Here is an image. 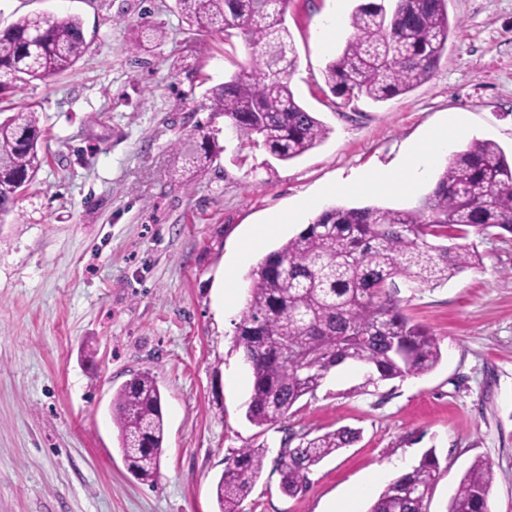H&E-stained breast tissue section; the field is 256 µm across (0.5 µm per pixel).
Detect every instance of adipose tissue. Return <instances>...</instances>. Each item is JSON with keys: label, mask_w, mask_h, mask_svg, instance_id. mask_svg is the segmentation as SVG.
<instances>
[{"label": "adipose tissue", "mask_w": 512, "mask_h": 512, "mask_svg": "<svg viewBox=\"0 0 512 512\" xmlns=\"http://www.w3.org/2000/svg\"><path fill=\"white\" fill-rule=\"evenodd\" d=\"M465 131L462 121L453 119L445 126L433 130L424 143L415 146L399 168L363 177L359 182L360 187L371 190H412L426 179L438 156L448 152L454 141Z\"/></svg>", "instance_id": "ef3b65f1"}]
</instances>
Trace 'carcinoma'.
Returning <instances> with one entry per match:
<instances>
[{"label": "carcinoma", "mask_w": 512, "mask_h": 512, "mask_svg": "<svg viewBox=\"0 0 512 512\" xmlns=\"http://www.w3.org/2000/svg\"><path fill=\"white\" fill-rule=\"evenodd\" d=\"M199 31L236 30L252 65L208 91L207 109L224 115L238 144L262 143L280 160L319 145L327 128L295 98L291 77L297 56L286 25L288 0H175ZM355 35L326 68L332 95L349 103L360 97L383 102L427 81L448 48L452 25L448 0H357L350 16ZM148 26L135 45L162 42ZM86 48L82 24L72 16L20 17L0 30V101L32 80L70 69ZM201 143L184 156L216 148L199 126ZM43 131L38 113L20 107L0 118V216L8 214L41 169ZM512 234V157L491 140L475 139L452 153L435 187L412 209L375 205L332 206L299 234L268 253L252 270V287L239 323L238 346L252 372L247 420L270 426L304 396L314 395L335 367L369 368L380 381L419 376L440 361L439 340L411 323L393 300L403 279L411 288L437 286L480 264L470 234ZM112 424L130 472L156 481L164 441L161 392L142 371L112 396ZM339 428L296 448L284 441L278 465L284 492L306 488L311 468L360 440ZM262 448H242L228 459L215 485L218 512H240L260 478ZM439 472L434 449L393 480L369 512H426ZM493 465L477 458L465 472L448 512H488Z\"/></svg>", "instance_id": "1"}]
</instances>
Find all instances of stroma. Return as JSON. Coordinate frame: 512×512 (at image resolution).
<instances>
[{
    "mask_svg": "<svg viewBox=\"0 0 512 512\" xmlns=\"http://www.w3.org/2000/svg\"><path fill=\"white\" fill-rule=\"evenodd\" d=\"M355 4L288 0L291 88L329 134L285 162L239 147L223 115L206 110V90L247 64L248 50L241 38L189 27L175 0H0V29L27 14H71L87 43L72 69L0 103L38 111L46 158L0 222V512H218L214 486L242 448L266 451L242 512H328L357 484L379 472L394 480L430 449L440 470L428 512H447L478 457L493 464L491 512H512V239L476 238L480 266L396 293L400 310L440 340L433 371L373 382L365 367L344 364L281 423L246 418L252 375L235 325L253 267L328 207H415L442 167L411 194L328 186L395 165L457 112L471 127L458 147L474 138L512 152V0H448L454 29L432 77L383 103L344 102L324 82L354 36ZM338 13L339 33L327 37ZM138 25L167 37L131 49ZM199 124L218 150L185 174L174 144ZM303 195L316 207L251 247L253 227ZM145 370L165 423L151 485L127 470L110 413L115 391ZM340 427L360 440L314 468L306 491L283 493L284 438Z\"/></svg>",
    "mask_w": 512,
    "mask_h": 512,
    "instance_id": "stroma-1",
    "label": "stroma"
}]
</instances>
